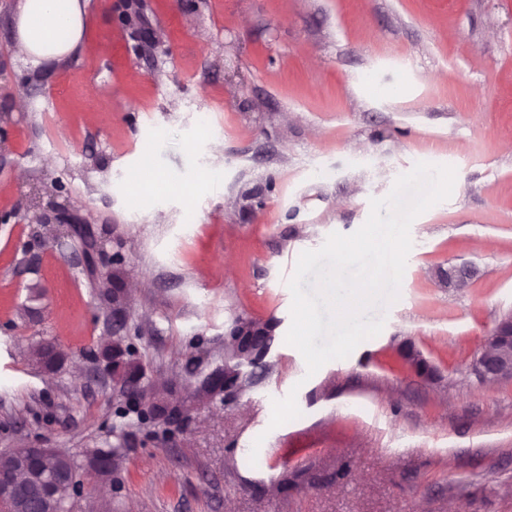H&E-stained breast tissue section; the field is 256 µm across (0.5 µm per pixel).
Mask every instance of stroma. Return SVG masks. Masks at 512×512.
<instances>
[{"label": "stroma", "mask_w": 512, "mask_h": 512, "mask_svg": "<svg viewBox=\"0 0 512 512\" xmlns=\"http://www.w3.org/2000/svg\"><path fill=\"white\" fill-rule=\"evenodd\" d=\"M157 41L87 0L80 46L31 67L0 0V454L120 445L113 483L73 512H512V381L473 359L512 309V0H139ZM450 165L418 216L380 334L308 374L285 341L299 255L357 231L416 163ZM192 187L128 191L144 166ZM71 207L127 292L122 342L179 418L120 426L100 357L112 307L47 222ZM477 276L451 291L439 268ZM276 323L236 388L235 318ZM55 340L65 362L35 367ZM430 366L422 376L400 356ZM300 417L271 427L274 400ZM263 448L262 461L241 455ZM273 330L266 329L262 335H252L248 339L249 348H255V355L252 359H238L224 350V368L216 369L208 374L202 381L210 390H221L224 392L236 385L238 380L247 375L248 369L255 367L257 357L265 358L272 346Z\"/></svg>", "instance_id": "1"}]
</instances>
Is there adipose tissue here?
<instances>
[{
  "label": "adipose tissue",
  "instance_id": "obj_1",
  "mask_svg": "<svg viewBox=\"0 0 512 512\" xmlns=\"http://www.w3.org/2000/svg\"><path fill=\"white\" fill-rule=\"evenodd\" d=\"M82 15L81 0H18L19 54L36 67L76 50Z\"/></svg>",
  "mask_w": 512,
  "mask_h": 512
}]
</instances>
